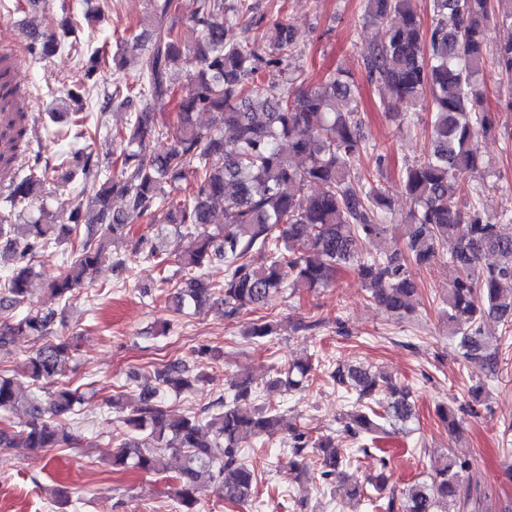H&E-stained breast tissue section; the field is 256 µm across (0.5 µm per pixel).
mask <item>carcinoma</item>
<instances>
[{"mask_svg": "<svg viewBox=\"0 0 512 512\" xmlns=\"http://www.w3.org/2000/svg\"><path fill=\"white\" fill-rule=\"evenodd\" d=\"M364 2L367 16L386 29V39L363 59L368 80L384 89L381 105L403 108L404 122L413 123L420 117L418 107L425 106L430 131L429 152L401 175L416 206L404 225V248L376 255L363 253L360 244L388 231L391 201L377 181L361 174L356 159L370 153L381 173L388 155L365 141L358 107L336 110V99L353 95L349 73L333 69L307 89L292 88L302 75L298 66L286 80L276 79L274 72L284 71L302 52L293 28L283 22L278 23L277 44L266 55L239 40L237 30L253 23L248 0H197L187 27L176 18L173 0H151L150 31L117 38L113 53L106 40L87 44L86 63L65 96L52 100L48 113L53 120L60 111L71 113L74 137L86 139L102 128V115L112 105L140 102L133 126L115 134L121 152L113 167L94 161L84 149L27 163L24 96L13 83L11 63L0 56V179L10 181L0 210L8 214L32 204L37 191L49 184L76 182L81 195L99 206L100 224L97 234L81 235L79 204L62 224L38 218L0 224V251L13 261L0 277V312H11L0 324V351L18 336L40 342L27 363L31 391H20L13 379L0 374V448L76 445L67 419L82 393L59 377L74 358L79 334L54 333L53 310H30L21 317L12 312L31 292L34 259L57 249L69 256L50 291L65 306L105 261L123 268L125 260L112 257L109 247L115 239L130 237L133 214H147L158 228L172 227L188 239L177 258L182 279L172 287L175 310L211 303L224 308L226 319L265 306L287 290L327 288L351 265L373 302L410 320L419 294L413 267L445 259L457 272L442 296L448 334L459 337L466 360L496 370L498 348L486 340L483 326L490 319L512 326V233H504L500 224L512 215H490L478 203L484 178L492 176L491 168L480 163L478 138L500 127V114L483 106L479 81L489 62L512 76V38L493 46L488 39L491 24L512 25V0H431L434 24L429 29L423 27L415 0ZM28 36L34 56L78 51L79 43L69 45L34 28ZM190 48L200 55V69L194 94L180 99L175 65ZM130 50L141 58L135 81L114 83L95 107L98 72L109 64L123 69L121 53ZM169 104L177 112L174 121L157 110ZM199 112L212 113L214 123L200 126ZM148 136L167 140L168 148L152 150ZM473 175L478 183L463 211L457 184ZM113 196L123 199V209H112ZM218 212L224 226L211 232ZM132 246L155 265L165 263L155 238L142 235ZM255 252L266 254V262L253 264ZM486 253L496 261L482 266ZM215 258L224 260V283L216 286L203 279V269ZM275 334V324L263 319L243 332L254 343H267ZM312 369V358L298 359L266 382L235 381L209 406L175 416L160 404L159 394L192 390L206 373L184 362L168 364L156 372L158 386L141 392L122 417L129 436L113 445L112 470L161 474L166 471L162 452L169 449L183 458L172 477L176 512H201L195 491L204 483L226 502H251L258 471L244 458L245 444L281 430L283 415L274 395L302 388ZM328 378L356 396L342 416V431L353 439L363 441L415 418L410 392L383 373L338 362L328 365ZM18 408L25 420L5 417ZM289 451L299 480L350 478L348 449L331 434L312 439L297 430ZM470 468L469 459L451 455L428 483L397 493L387 490L382 472L354 480L352 494L367 499L386 495L385 512H451L461 495L471 500V485L462 479Z\"/></svg>", "mask_w": 512, "mask_h": 512, "instance_id": "obj_1", "label": "carcinoma"}]
</instances>
